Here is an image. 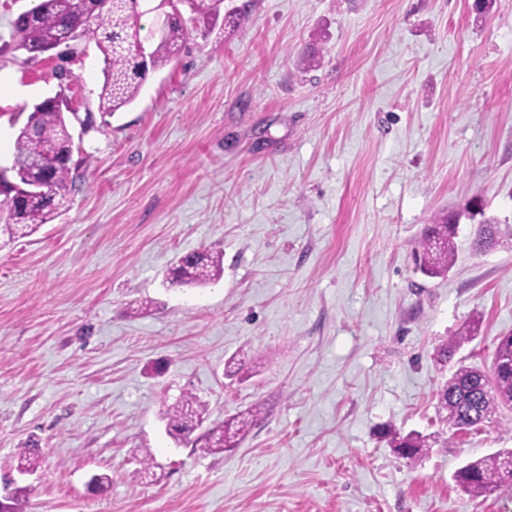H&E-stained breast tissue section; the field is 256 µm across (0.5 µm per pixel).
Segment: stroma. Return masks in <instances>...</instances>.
I'll return each instance as SVG.
<instances>
[{"instance_id":"stroma-1","label":"stroma","mask_w":512,"mask_h":512,"mask_svg":"<svg viewBox=\"0 0 512 512\" xmlns=\"http://www.w3.org/2000/svg\"><path fill=\"white\" fill-rule=\"evenodd\" d=\"M225 4L248 11L191 28L106 118L94 39L28 60L11 31L32 0H0V166L42 99L93 119L71 126L63 215L0 236V477L26 488L23 512H512V485L474 497L452 479L512 448V409L455 436L436 412L458 364L489 369L512 332V241L474 252L464 218L448 277L413 258L469 200L512 225V0ZM199 250L223 253V277L170 285ZM235 354L265 362L232 381ZM183 392L207 431L262 414L215 454L167 434L159 410ZM382 426L453 445L410 461ZM25 445L40 461L21 475ZM476 327L474 324H467L455 335L447 338L437 350L438 361L444 365L457 350L464 344L471 342L475 336Z\"/></svg>"}]
</instances>
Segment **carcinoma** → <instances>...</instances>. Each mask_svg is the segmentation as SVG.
Instances as JSON below:
<instances>
[{
    "instance_id": "carcinoma-1",
    "label": "carcinoma",
    "mask_w": 512,
    "mask_h": 512,
    "mask_svg": "<svg viewBox=\"0 0 512 512\" xmlns=\"http://www.w3.org/2000/svg\"><path fill=\"white\" fill-rule=\"evenodd\" d=\"M111 5L98 12L85 9L80 0H39V4L18 15L13 23L11 39L15 47L32 60L59 47H70L69 34L78 29L94 36L103 55L104 83L99 95V110L104 115L132 104L152 73L177 60L189 33L185 20L176 15L162 28L150 33V51L140 52L138 19L143 12L142 0H110ZM190 20L217 19L223 0H185ZM224 23L232 25L237 13L224 14ZM63 102L59 96L48 97L33 106L26 123L15 140L13 168L19 178L23 197L14 198L13 189L0 191V202L6 207L5 223L0 232L11 237L29 236L42 225L55 220L68 203V184L73 182L70 162L74 150ZM458 215H439L426 225L414 249L417 268L428 277L448 273L455 261ZM512 237V228H500L490 221L480 224L472 242L474 251L482 253L500 240ZM224 274V254L209 251L192 252L178 258L169 284L201 286L216 281ZM476 327L467 324L447 338L437 350L438 361L448 362L457 350L471 342ZM493 359L512 360V334L500 337ZM440 421L448 428L463 431L490 421L502 408L512 409V371L490 370L461 365L437 390ZM262 410L261 404L224 419L221 432L209 442V450L224 453L246 438L251 424ZM206 404L197 396L182 393L160 411L169 435L180 438L191 435L205 421ZM398 455L416 460L432 447L429 437L419 432L402 435L383 432ZM17 470L30 473L38 467L35 448H20ZM456 484L474 496H488L500 487L512 484V448L467 462L453 475Z\"/></svg>"
}]
</instances>
